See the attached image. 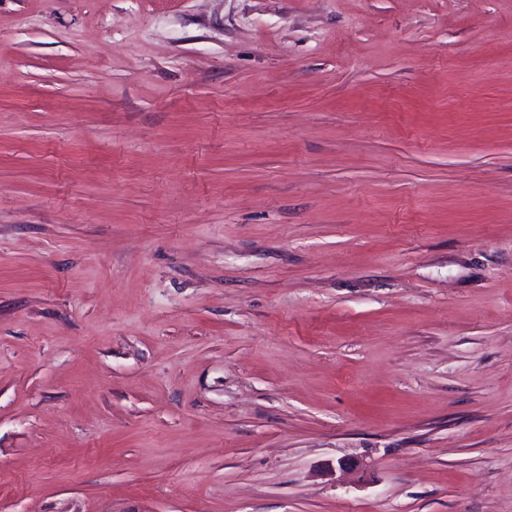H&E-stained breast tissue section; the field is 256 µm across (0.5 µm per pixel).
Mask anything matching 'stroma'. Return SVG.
<instances>
[{"instance_id": "stroma-1", "label": "stroma", "mask_w": 512, "mask_h": 512, "mask_svg": "<svg viewBox=\"0 0 512 512\" xmlns=\"http://www.w3.org/2000/svg\"><path fill=\"white\" fill-rule=\"evenodd\" d=\"M0 512H512V0H0Z\"/></svg>"}]
</instances>
